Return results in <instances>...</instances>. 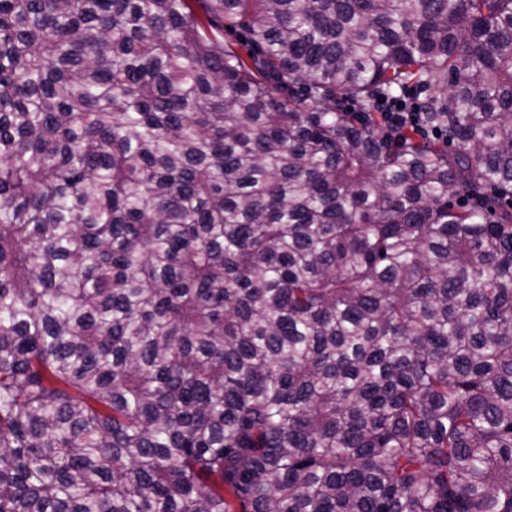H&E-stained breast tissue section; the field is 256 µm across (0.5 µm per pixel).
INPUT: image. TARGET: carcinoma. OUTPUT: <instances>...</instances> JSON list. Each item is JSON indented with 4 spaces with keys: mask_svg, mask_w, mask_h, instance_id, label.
Masks as SVG:
<instances>
[{
    "mask_svg": "<svg viewBox=\"0 0 512 512\" xmlns=\"http://www.w3.org/2000/svg\"><path fill=\"white\" fill-rule=\"evenodd\" d=\"M507 197L512 0H0V512H512ZM413 96L401 100H386L381 99L378 102L377 112L392 129L396 130L407 122H414L418 124V117L420 112H405L410 109L413 104L410 101Z\"/></svg>",
    "mask_w": 512,
    "mask_h": 512,
    "instance_id": "cac0c4a2",
    "label": "carcinoma"
}]
</instances>
